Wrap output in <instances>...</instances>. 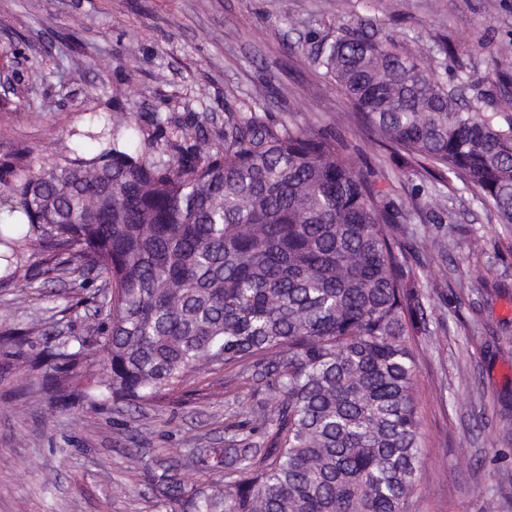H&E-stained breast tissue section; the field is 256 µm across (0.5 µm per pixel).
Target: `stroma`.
I'll return each mask as SVG.
<instances>
[{"mask_svg":"<svg viewBox=\"0 0 512 512\" xmlns=\"http://www.w3.org/2000/svg\"><path fill=\"white\" fill-rule=\"evenodd\" d=\"M356 26L433 62L437 38L463 47L464 96L477 106L488 86L483 43L512 69V0H0V164L22 149L35 164L93 151L98 117L130 112L184 120L204 110L217 130L228 103L339 120L355 162L386 174L409 211L406 243L424 250L412 266L429 329L413 387L423 464L407 512H512L503 417L512 410V228L459 183L417 193L422 175L406 157L344 122L354 106L322 77L315 52ZM448 208L452 223L419 219ZM94 323L66 284L0 287V331L30 332L22 356L0 350V512H170L154 492L160 463H174L191 488L223 482V470L193 459L238 425H253L254 447H269L260 421L276 399L252 369L197 372L158 404L56 406L27 358Z\"/></svg>","mask_w":512,"mask_h":512,"instance_id":"1","label":"stroma"}]
</instances>
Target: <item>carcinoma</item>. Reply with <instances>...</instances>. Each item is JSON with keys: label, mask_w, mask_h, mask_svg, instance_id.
I'll return each instance as SVG.
<instances>
[{"label": "carcinoma", "mask_w": 512, "mask_h": 512, "mask_svg": "<svg viewBox=\"0 0 512 512\" xmlns=\"http://www.w3.org/2000/svg\"><path fill=\"white\" fill-rule=\"evenodd\" d=\"M440 65L469 80L459 52ZM352 119L433 179L477 192L512 226V113L467 104L447 79L389 40L345 28L316 55ZM488 103L512 75L486 60ZM196 112L182 136L105 118L92 153L0 166V285L69 281L101 322L30 359L57 406L154 403L199 369L253 367L284 396L256 459L250 435L196 457L224 483L187 489L154 476L173 512H406L420 480L416 336L427 331L410 277L408 214L359 167L332 124L271 121L227 103L224 130ZM97 355L106 373L79 382Z\"/></svg>", "instance_id": "1"}]
</instances>
